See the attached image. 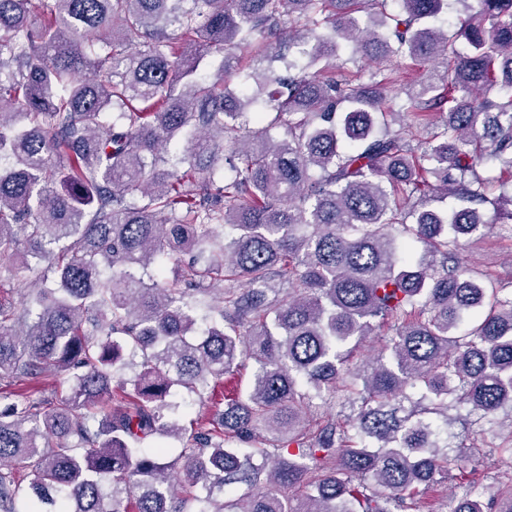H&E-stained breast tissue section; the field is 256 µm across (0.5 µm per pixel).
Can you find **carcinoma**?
<instances>
[{
	"mask_svg": "<svg viewBox=\"0 0 512 512\" xmlns=\"http://www.w3.org/2000/svg\"><path fill=\"white\" fill-rule=\"evenodd\" d=\"M444 2L0 0V256L44 265L0 380L61 388L0 410V512H512L448 444L512 463V292L463 256L512 224V0L464 53ZM406 60L445 67L400 103ZM244 375L211 426L167 401ZM451 415L456 419L448 426V443L456 450L463 446L468 448L471 444V440L467 436L470 428L469 422L463 420V416L459 418L454 411L451 412ZM457 446L458 448H456ZM453 484L454 482L451 480V478H448V481H444L442 483L430 487L429 489L424 490L423 494L421 495V511L417 512H432L429 510H431L432 508L436 510L440 508L442 500L449 496Z\"/></svg>",
	"mask_w": 512,
	"mask_h": 512,
	"instance_id": "obj_1",
	"label": "carcinoma"
}]
</instances>
